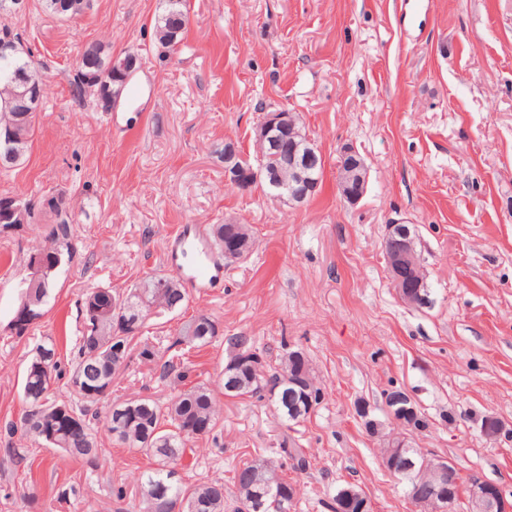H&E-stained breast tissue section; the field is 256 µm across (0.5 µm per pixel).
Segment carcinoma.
Wrapping results in <instances>:
<instances>
[{"mask_svg": "<svg viewBox=\"0 0 512 512\" xmlns=\"http://www.w3.org/2000/svg\"><path fill=\"white\" fill-rule=\"evenodd\" d=\"M44 10L64 20L72 12L84 13L82 0H42ZM187 17L186 0H165L163 14L155 22V36L163 49L183 40ZM0 91V125L15 124L18 131V156L5 159L0 165L8 170L22 164L27 156L36 130V113L18 120L5 103ZM72 226L63 222L53 224L41 233V241L30 255L43 254L47 264L42 281L32 289V297L44 308L51 295L57 270L56 258L72 261ZM211 240L220 250L234 249L246 259L253 240L244 224H214ZM187 299L185 289L176 279L165 274L143 282L127 294H114L112 299L95 302L96 309L83 310L82 330L78 336L77 353L64 369L55 359V383L65 381L74 400L65 403L55 399L54 389L43 383L38 375L26 368L23 397L28 405L22 427L42 445L59 448L73 459L92 463L99 448L92 433V421L103 418L107 431L127 447L144 452L155 460V467L137 476L144 512H224V483L218 480L200 481L186 485L178 476L166 470L172 456L192 453L186 447L190 438L206 437L219 425L220 411L210 390L193 386L182 390L166 408L149 398L128 399L107 404L105 390L126 368L131 358L130 341L140 333L151 308L166 311L181 309ZM217 322L207 314H199L185 324L175 344L191 349L202 347L218 335ZM230 344L235 353L224 366L221 382L224 394L233 397H267L275 402L282 414L297 421L310 414L320 404L322 388L315 381L308 360L299 350L288 352L281 370L264 371L263 360L248 346V338L234 336ZM138 356L147 362H161V375L174 370V361L162 360L153 346H144ZM412 458L413 469L394 471L416 498L424 500L434 494L433 485L425 480L423 468L432 460L420 455L405 443ZM242 508L238 512H284L293 504L295 487L280 478L272 461L258 459L245 464L236 476Z\"/></svg>", "mask_w": 512, "mask_h": 512, "instance_id": "1", "label": "carcinoma"}]
</instances>
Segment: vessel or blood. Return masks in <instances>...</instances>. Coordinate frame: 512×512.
I'll use <instances>...</instances> for the list:
<instances>
[{"instance_id":"obj_1","label":"vessel or blood","mask_w":512,"mask_h":512,"mask_svg":"<svg viewBox=\"0 0 512 512\" xmlns=\"http://www.w3.org/2000/svg\"><path fill=\"white\" fill-rule=\"evenodd\" d=\"M166 264L196 294H206L224 278L221 254L204 226L187 224L170 239Z\"/></svg>"}]
</instances>
